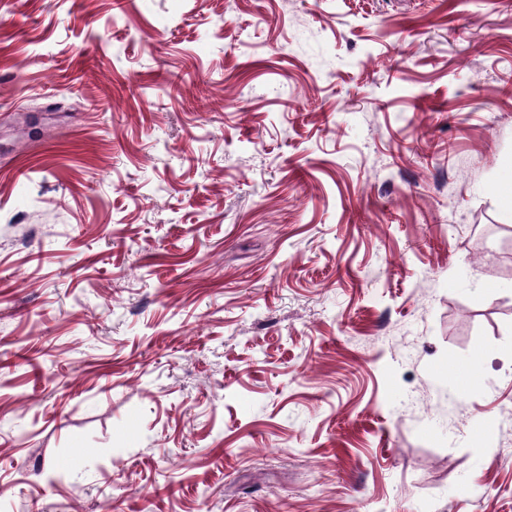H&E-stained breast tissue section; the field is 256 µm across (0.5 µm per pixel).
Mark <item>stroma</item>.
<instances>
[{
	"mask_svg": "<svg viewBox=\"0 0 512 512\" xmlns=\"http://www.w3.org/2000/svg\"><path fill=\"white\" fill-rule=\"evenodd\" d=\"M510 161L512 0H0V512H512Z\"/></svg>",
	"mask_w": 512,
	"mask_h": 512,
	"instance_id": "stroma-1",
	"label": "stroma"
}]
</instances>
